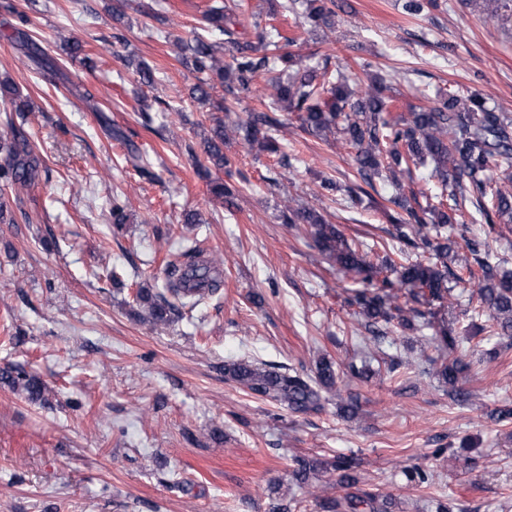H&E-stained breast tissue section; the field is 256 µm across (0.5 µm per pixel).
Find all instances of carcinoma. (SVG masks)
I'll return each instance as SVG.
<instances>
[{
  "label": "carcinoma",
  "instance_id": "obj_1",
  "mask_svg": "<svg viewBox=\"0 0 512 512\" xmlns=\"http://www.w3.org/2000/svg\"><path fill=\"white\" fill-rule=\"evenodd\" d=\"M243 0H213L200 18L201 33L193 43H176L190 55L194 71L204 75L190 88L191 98L210 100L214 83L224 88L218 103L221 112H231L243 99L259 96L258 79H265L269 90L262 101L264 109L252 110L246 120L224 122L214 119L210 135L204 140V158L192 146L186 152L192 157L199 176L209 180L211 194L227 203L234 189L211 179V170L232 177V164L224 154V144L240 137L250 149L276 155L284 165L293 167V158L283 151L280 133L288 132V124L278 113H296L298 130L317 136H333L351 150L355 181L345 186L349 197L373 186V180L387 179L395 189L389 202L399 211L386 213L393 228L391 236L403 248L395 260L391 254L378 253L367 246L350 243L324 215L313 207H288L283 214L288 224H303L314 247L336 267L360 277L363 287L352 290L348 303L358 308L370 333L368 341L378 342L394 332L395 326L413 327V321L426 316V310L453 303L449 280L470 286L467 306L473 313H489L491 325L479 327L492 336L512 339V277L500 268L487 240L466 236L459 226L458 212L466 201L475 207L489 230H495V219L512 215V118L489 108L479 92L464 94L450 90L439 96L434 105L421 106L409 117L387 120L390 90L386 75L373 69L371 63L361 65L362 76L354 79L341 69L322 73L304 67L301 59L290 52L277 51L276 42L259 48L235 37L233 14ZM335 0H306L301 25L316 28L331 26ZM14 41L26 57L38 64L57 66L33 36L22 29L13 34ZM235 47L229 61L221 53L224 43ZM0 97L7 98L17 112L30 111V103L21 98L15 84L0 78ZM0 182L17 190H26L49 176V169L21 129L11 128L10 137L0 142ZM423 169L421 178L435 183V190L425 204L414 206L401 181L412 177L413 170ZM464 242L473 262L453 270L448 265L452 246ZM422 249L411 256L409 250ZM204 249L191 246L182 260L166 263V288L153 291L139 288L135 302L144 311L143 319L153 325L166 324L185 308L193 309L203 300L219 293L220 262L203 259ZM440 341L448 348L450 358L442 362L436 375L458 396L467 392L459 388L462 374L470 367L455 355L456 338L448 328H439ZM367 360L352 357L337 363L326 356L315 361L312 374H303L282 365L241 360L224 365V377L247 393L294 414L321 412L325 394L336 388L337 380L361 381L366 377ZM0 379L26 393L31 401L50 404L46 387L35 375L23 370L5 372ZM357 458L337 455L329 460L300 457L294 460L293 477L307 487V493L319 502L322 512H390L391 495L360 487ZM337 472L336 486L346 489L342 496H322L313 480L323 473ZM407 481L420 490L433 482L430 470L420 466L403 467Z\"/></svg>",
  "mask_w": 512,
  "mask_h": 512
}]
</instances>
